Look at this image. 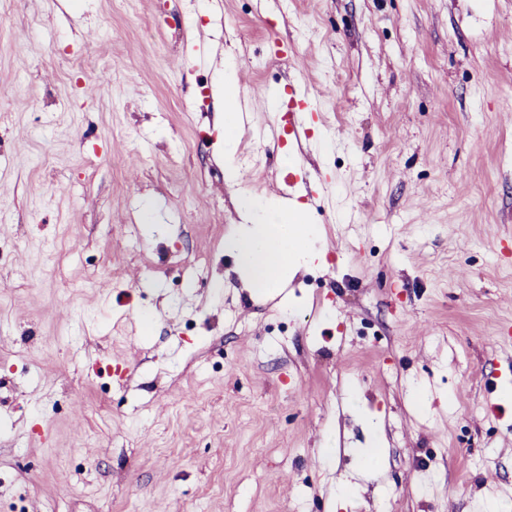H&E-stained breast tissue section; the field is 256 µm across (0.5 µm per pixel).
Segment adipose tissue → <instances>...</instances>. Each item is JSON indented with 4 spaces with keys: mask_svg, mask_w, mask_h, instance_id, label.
<instances>
[{
    "mask_svg": "<svg viewBox=\"0 0 512 512\" xmlns=\"http://www.w3.org/2000/svg\"><path fill=\"white\" fill-rule=\"evenodd\" d=\"M238 96L234 74L224 76V143L225 164L231 179L241 174L234 163L233 133L239 115L235 109ZM277 213L278 223H269V213ZM239 213L243 230L230 240L228 247L235 254L239 268L249 286L266 290L279 287L290 268L313 261L307 246L314 234L312 225L302 220V210L296 201L270 199L243 190L239 197Z\"/></svg>",
    "mask_w": 512,
    "mask_h": 512,
    "instance_id": "ef3b65f1",
    "label": "adipose tissue"
}]
</instances>
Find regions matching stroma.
<instances>
[{"instance_id":"stroma-1","label":"stroma","mask_w":512,"mask_h":512,"mask_svg":"<svg viewBox=\"0 0 512 512\" xmlns=\"http://www.w3.org/2000/svg\"><path fill=\"white\" fill-rule=\"evenodd\" d=\"M112 2L0 0V512L512 502V0ZM306 170L254 292L237 197ZM231 71L229 67L224 70V143L226 146L224 159L230 178L240 180L241 174L234 163L235 140L233 136L239 119L235 109L238 86L237 79L234 74H231ZM275 212L280 224H268ZM239 213L245 226L229 241L239 268L249 286L264 293L278 288L289 269L314 260L307 241L315 228L302 220L295 200L270 199L244 189L239 197Z\"/></svg>"}]
</instances>
